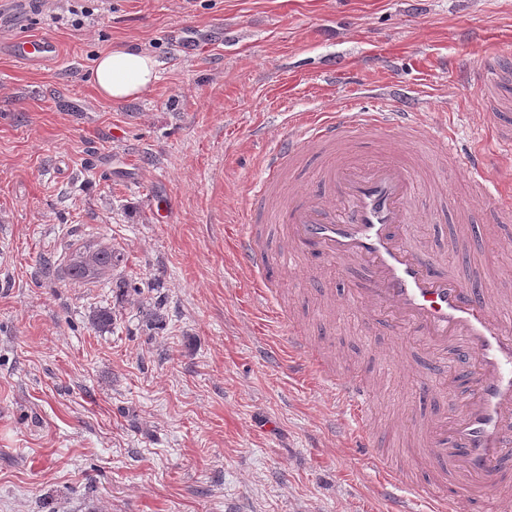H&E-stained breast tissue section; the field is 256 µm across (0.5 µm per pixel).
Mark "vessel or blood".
I'll return each instance as SVG.
<instances>
[{
  "instance_id": "b4317fda",
  "label": "vessel or blood",
  "mask_w": 512,
  "mask_h": 512,
  "mask_svg": "<svg viewBox=\"0 0 512 512\" xmlns=\"http://www.w3.org/2000/svg\"><path fill=\"white\" fill-rule=\"evenodd\" d=\"M55 50L54 42L43 36L12 43L14 56L26 62L47 60ZM471 77L483 91L481 105L493 112L497 145L512 153V58L488 57ZM398 132L426 140L438 153L450 152L447 138L426 135L410 113L381 99L370 111L348 109L293 125L287 140L265 160V176L253 198L267 203L299 155L330 150L320 171L331 190L329 199L289 201L273 212V221L282 225L300 264L321 262L360 273L367 322L409 331L439 352H452L460 365L454 382L461 409L428 428L427 452L469 499H478L512 470V329L494 313L487 290L464 285L412 244V224L429 221L430 214L416 203L413 167L392 144ZM372 138L387 141V148L370 152L365 142ZM234 251L255 277L259 296L272 298V283L264 273L270 255L257 212H248ZM288 333L292 371L314 375L335 389L350 412L351 447L362 450L387 481H394L367 422L372 397L365 383L330 371L296 326H289Z\"/></svg>"
}]
</instances>
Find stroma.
<instances>
[{
    "instance_id": "1",
    "label": "stroma",
    "mask_w": 512,
    "mask_h": 512,
    "mask_svg": "<svg viewBox=\"0 0 512 512\" xmlns=\"http://www.w3.org/2000/svg\"><path fill=\"white\" fill-rule=\"evenodd\" d=\"M22 35L58 55L16 61ZM119 47L150 53L158 78L109 102L92 69ZM494 54L512 55V0H27L0 30V512H391L434 484L425 427L448 384L421 393L426 350L366 328L353 274L280 263L267 225L280 307L374 393L393 491L350 448L331 389L290 374L287 326L230 234L291 121L383 94L484 153V199L463 164L418 166L443 193L411 240L486 283L512 328V155L462 77ZM87 245L125 261L72 279Z\"/></svg>"
}]
</instances>
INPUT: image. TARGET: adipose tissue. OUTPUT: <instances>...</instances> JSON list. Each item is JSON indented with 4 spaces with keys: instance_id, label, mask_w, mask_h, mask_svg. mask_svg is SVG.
<instances>
[{
    "instance_id": "1",
    "label": "adipose tissue",
    "mask_w": 512,
    "mask_h": 512,
    "mask_svg": "<svg viewBox=\"0 0 512 512\" xmlns=\"http://www.w3.org/2000/svg\"><path fill=\"white\" fill-rule=\"evenodd\" d=\"M156 66V61L143 51L114 49L98 57L92 82L103 98L119 102L145 92L157 79Z\"/></svg>"
}]
</instances>
